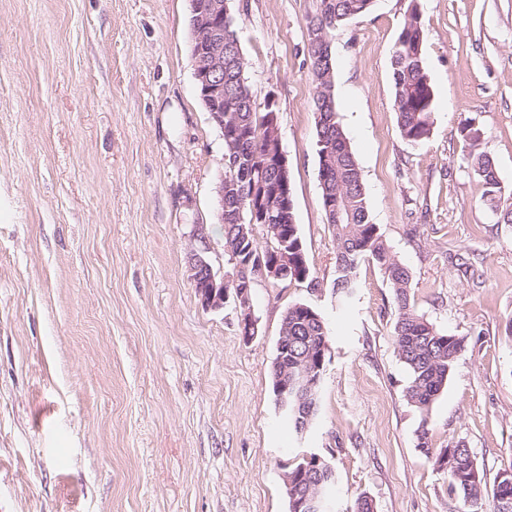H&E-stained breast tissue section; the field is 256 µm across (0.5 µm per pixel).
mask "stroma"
<instances>
[{"instance_id": "stroma-1", "label": "stroma", "mask_w": 512, "mask_h": 512, "mask_svg": "<svg viewBox=\"0 0 512 512\" xmlns=\"http://www.w3.org/2000/svg\"><path fill=\"white\" fill-rule=\"evenodd\" d=\"M257 103L274 100L313 283L257 279L258 332L187 277L204 225L224 272V141L194 79L189 0H0V512H288L308 455L330 512H468L429 449L464 442L486 487L512 469V224L482 201L475 118L512 196V0H375L332 34L338 117L372 220L413 273L411 303L466 339L428 413L405 397L398 303L375 264L337 297L305 18L315 0H231ZM417 8L434 88L428 138L402 139L391 48ZM329 352L311 429L273 394L290 304ZM426 448H419V441ZM326 467L321 468L320 471L313 472L307 482L304 481L302 483H299L298 485H295L291 488V491L294 496L297 495V498L300 499L302 496L309 494H315L320 492L321 496L323 497L324 494L328 491V489L332 486L334 482V474L331 466L325 461ZM292 496L288 494V511L292 512L291 510V498Z\"/></svg>"}]
</instances>
